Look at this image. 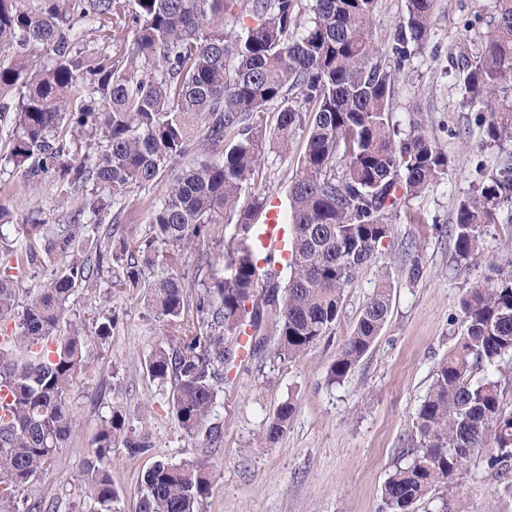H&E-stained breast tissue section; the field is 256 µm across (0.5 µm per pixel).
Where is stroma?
I'll return each instance as SVG.
<instances>
[{"label": "stroma", "mask_w": 512, "mask_h": 512, "mask_svg": "<svg viewBox=\"0 0 512 512\" xmlns=\"http://www.w3.org/2000/svg\"><path fill=\"white\" fill-rule=\"evenodd\" d=\"M494 5V0H438L429 44L398 75L393 120L404 133L422 120L447 153L448 171L393 217L389 242L345 289L333 330L295 362L280 361L271 342L252 362L230 372L212 415L221 427L220 443L184 436L168 403L169 385L147 375L144 362L166 325L145 308L141 289L81 290L71 297L70 306L79 313L112 314L117 324L107 340L88 339L90 369L70 395L72 434L59 464L33 482L29 501L53 512H81L85 461L117 406L131 428L148 435L152 448L138 456L113 449L111 512H136L134 491L161 458L210 463L214 487L202 512H381L384 484L402 462L435 367L460 334L462 297L494 277L497 268L512 266V210L500 212L480 251L468 260H457L450 233L478 169L492 171L512 161V149L483 146L477 112L465 102L455 68L461 48L473 47L479 36L467 30V22L477 15L490 18ZM305 142L304 134L296 133L284 151L272 129L261 130L260 173L254 187L242 190L239 208L249 207L254 189L262 188L277 201L281 218H288V190ZM170 182L166 175L150 188L130 192L121 203L117 238H145L150 213ZM0 205L17 220L64 224L75 216L79 201L62 199L53 178L32 184L0 161ZM384 272L392 285L388 321L350 372L333 381L330 370ZM288 401L296 412L286 434L263 441L264 429ZM491 453L488 447L480 450L464 474L438 486L415 512H512V495L487 472Z\"/></svg>", "instance_id": "35a3bbf8"}]
</instances>
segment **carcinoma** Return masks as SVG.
I'll list each match as a JSON object with an SVG mask.
<instances>
[{
    "label": "carcinoma",
    "mask_w": 512,
    "mask_h": 512,
    "mask_svg": "<svg viewBox=\"0 0 512 512\" xmlns=\"http://www.w3.org/2000/svg\"><path fill=\"white\" fill-rule=\"evenodd\" d=\"M0 0V158L27 178L54 177L63 198L92 184L73 224L22 225L10 239L0 207V320L18 332L0 338V512H18L31 482L59 463L74 425L69 395L88 371L87 329L100 340L115 319L71 316L69 298L102 287L104 266L121 272L110 287L146 289L147 307L178 326L146 361L150 377L170 384L178 427L214 442L211 422L227 374L261 350L254 336L272 326L276 352L289 362L335 326L344 289L376 260L390 237L391 211L448 170L449 158L415 123L393 122L395 71L430 39L436 0H406V15L389 34V61L373 38L378 0H314L306 19L300 0ZM107 45L130 35L114 54L76 48L75 23ZM54 55L41 63L42 51ZM459 77L477 108L482 143L512 141V0L495 12L474 52L459 54ZM296 92V104L289 103ZM275 104L271 121L288 149L296 131L306 146L289 189L294 244L290 274L273 259L258 266L241 242L215 254V229L236 224L250 236L267 198L241 191L260 166L255 130ZM199 145L215 151L178 174L149 218L144 240L100 235L112 207L137 187L156 183ZM475 191L460 201L452 226L455 253L466 260L481 248L485 228L512 207V164L477 169ZM198 256L195 275L210 282L195 294L185 258ZM158 253L165 274L148 280ZM40 263L49 280L23 308L18 283ZM391 284L381 276L331 370L339 381L384 328ZM248 348L240 345L246 327ZM460 335L436 367L430 391L412 420L407 462L382 490L385 512H414L417 502L466 471L475 452L493 442L488 472L512 469V411L502 405L501 377L512 376V269L471 288L461 301ZM295 406L285 403L265 430L269 441L288 429ZM118 408L103 421L85 464V512H108L114 497L112 448L131 455L151 444L125 433ZM203 461L173 465L159 459L137 488L138 512H200L210 495Z\"/></svg>",
    "instance_id": "carcinoma-1"
}]
</instances>
